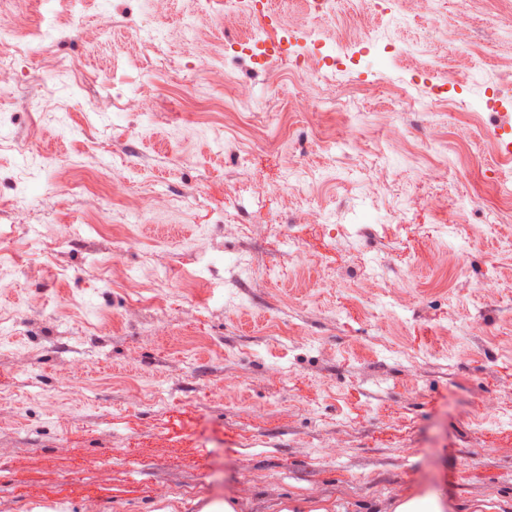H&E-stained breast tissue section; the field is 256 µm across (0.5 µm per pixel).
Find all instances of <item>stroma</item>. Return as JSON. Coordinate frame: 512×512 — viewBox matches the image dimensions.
I'll return each instance as SVG.
<instances>
[{
	"instance_id": "1",
	"label": "stroma",
	"mask_w": 512,
	"mask_h": 512,
	"mask_svg": "<svg viewBox=\"0 0 512 512\" xmlns=\"http://www.w3.org/2000/svg\"><path fill=\"white\" fill-rule=\"evenodd\" d=\"M305 2L272 0L263 20L225 18L223 0L206 16L197 0H164L150 49L111 23L137 0H84L76 32L52 0L43 46L72 70L31 79L19 64L22 90L0 109V512H200L229 492L358 512L418 487L512 506V213L491 203L512 194V162L493 151L498 114L397 116L383 95L339 109L336 84L320 83L321 112L287 123L316 181L284 187L271 143L287 104L271 86L290 72L224 39L279 36ZM440 5L469 14L462 42L485 53L463 97L491 98L512 62V9L492 28V0ZM417 12L408 0L368 20L410 51L374 63L396 85L459 59L422 41ZM219 56L246 101L211 87ZM146 74L157 82L131 105ZM394 121L405 138L385 137ZM351 124L343 149L314 136ZM116 171L128 189L112 199ZM159 188L191 207H168ZM462 195L470 206L448 210ZM461 231L463 275L443 254ZM292 236L306 265L288 255ZM119 238L130 281L99 265ZM487 275L492 298L476 288Z\"/></svg>"
}]
</instances>
